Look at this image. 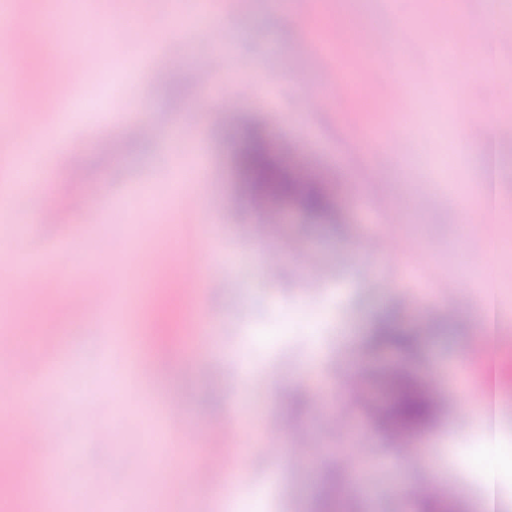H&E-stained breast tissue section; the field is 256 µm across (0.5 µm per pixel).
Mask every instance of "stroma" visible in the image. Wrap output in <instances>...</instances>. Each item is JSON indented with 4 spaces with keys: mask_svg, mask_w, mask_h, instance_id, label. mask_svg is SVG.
Masks as SVG:
<instances>
[{
    "mask_svg": "<svg viewBox=\"0 0 512 512\" xmlns=\"http://www.w3.org/2000/svg\"><path fill=\"white\" fill-rule=\"evenodd\" d=\"M18 2L33 18L26 41L40 68L67 67L66 35L81 69L64 96L37 85L46 106L28 116L34 179L0 167L8 198L0 209V363L34 378L62 361L40 402L0 392V414L34 436L32 466L4 497L11 512H48L40 482L58 459L69 482L60 512H317L324 497L342 512H421L414 487L425 476L477 512L481 476L467 460L484 435L471 413L443 416L413 441L382 431L376 418L391 370L465 383L468 402L479 400L481 370L463 364L462 353L479 334L474 315L487 288L498 322L512 330V144L497 147L491 264L468 253L460 208L485 188V141L469 130L512 123V43L482 36L490 3L499 23L512 24V0H308L312 25L336 29L331 55L304 49L307 30L288 24L295 0H208L205 25L176 33L172 23L195 0H81L84 13L109 24L100 45L84 31L62 32L59 0ZM211 27L222 28L224 49L208 40ZM372 30L397 40L400 54L367 58L360 43ZM433 32L451 51L425 48ZM153 38L164 40L162 52L133 57ZM482 55L490 73L477 79ZM217 59L239 85L184 84ZM332 66L373 75L374 96L336 99L324 80ZM492 83L497 107L484 112ZM217 111L228 116L219 141ZM125 120L156 134L131 140ZM256 135L283 167L321 180L336 196L332 209L315 218L279 202V230L266 234L236 165ZM92 183L100 197L87 194ZM377 196L391 206L405 200L397 223L374 207ZM46 204L57 223H30ZM383 232L413 240L416 251L395 258L380 244L366 252L364 239ZM268 252L279 255L274 276L265 273ZM158 253L196 255L203 288L178 314L179 340L161 376L141 380L103 324L115 316L128 335H142L147 309L135 285L151 277ZM227 253L237 257L229 272ZM424 263L447 284L430 304L417 277ZM17 275L45 279L54 295L28 299ZM79 277L105 294L96 313L75 295ZM48 304L57 320L32 337L16 317ZM386 324L401 334L377 343ZM352 373L370 402L353 400ZM168 395L181 419H165ZM343 409L350 425L331 431ZM218 412L229 480L205 486L195 467ZM283 421L303 427L306 454L295 455L285 433L279 456L266 455L265 431ZM410 446L436 454L434 471L410 465ZM167 455L180 461L177 477L158 464Z\"/></svg>",
    "mask_w": 512,
    "mask_h": 512,
    "instance_id": "stroma-1",
    "label": "stroma"
}]
</instances>
